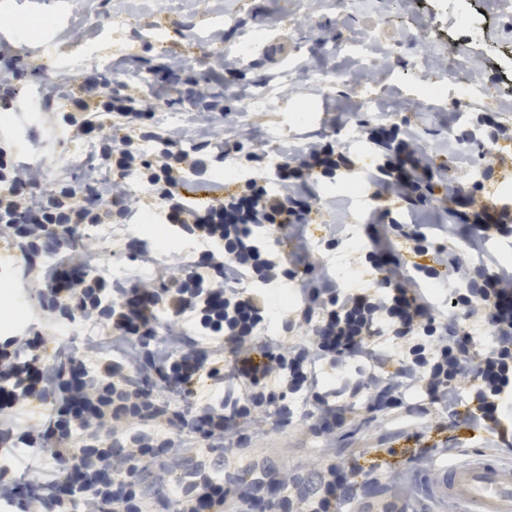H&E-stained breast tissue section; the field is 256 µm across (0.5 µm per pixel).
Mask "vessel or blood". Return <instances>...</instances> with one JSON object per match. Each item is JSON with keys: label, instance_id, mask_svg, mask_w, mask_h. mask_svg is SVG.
<instances>
[{"label": "vessel or blood", "instance_id": "obj_1", "mask_svg": "<svg viewBox=\"0 0 512 512\" xmlns=\"http://www.w3.org/2000/svg\"><path fill=\"white\" fill-rule=\"evenodd\" d=\"M455 463H441L432 475L433 497L452 501L462 512H512V458L464 448Z\"/></svg>", "mask_w": 512, "mask_h": 512}]
</instances>
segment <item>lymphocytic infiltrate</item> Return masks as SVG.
I'll return each mask as SVG.
<instances>
[{
    "instance_id": "obj_1",
    "label": "lymphocytic infiltrate",
    "mask_w": 512,
    "mask_h": 512,
    "mask_svg": "<svg viewBox=\"0 0 512 512\" xmlns=\"http://www.w3.org/2000/svg\"><path fill=\"white\" fill-rule=\"evenodd\" d=\"M237 66V60L218 54L171 55L156 66L162 81L188 101L207 103L191 139L181 130L154 125L139 86L125 83L109 92L95 76L68 86L45 84V101L63 104L61 121L71 139L97 148L85 166L83 188L47 184L40 167L12 160L0 148V236L35 245L58 227L116 223L144 207L128 185L130 176L139 175L154 186L166 223L180 226L199 250L189 264L173 255L172 273L159 288L133 276H99L87 288L65 262L44 268L45 310L57 318L111 327L112 341L92 339L83 354L67 355L70 366L85 370L73 390L62 386V367L37 363V339L0 341V447L21 441L58 444L54 473L30 462L19 474L0 472V504L13 512H151L154 500L168 497L171 475L185 473L190 448H242L268 424L290 419L286 399L292 395L300 396L309 412L323 467L315 487L296 497L290 493L291 475H264L261 486L274 494L267 512H340L358 474L397 485L404 474L402 459L428 468L438 459L457 457L459 447L447 431L459 421L486 433L491 447L512 441V423L502 415V396L512 392V268L490 271L466 263L454 244L457 225H441V244L432 242L424 225H394V250L373 235L365 260L378 274L374 286L339 287L326 270H313L310 251L301 245L307 224L323 208L317 184L352 165L346 154L320 139L283 151L276 189L259 177L242 186L225 183L223 197L207 207L186 203L180 192L185 180L206 177L214 163L244 148L242 141L213 132L219 104L212 86L198 77L203 67L220 79ZM369 135L386 150L375 177L384 195L413 212L423 210L433 189L437 148L404 137L394 124ZM148 140L160 145L150 156L142 148ZM105 168L106 178L100 175ZM471 227L466 243L481 251L492 237L512 234V209L480 205ZM270 238L281 251L293 252L302 271L273 259L266 245ZM417 273L432 282L453 274L458 288L452 299L463 323L438 319L415 286ZM249 275L256 286L246 285ZM284 279L294 281L301 304L282 313L281 335H262L271 310L264 287ZM162 311L168 315L163 322ZM471 321L489 329L491 346L476 347L466 328ZM382 323L400 348L399 360L379 349ZM299 328L307 341L289 344L288 334ZM342 358L369 362L359 383L369 411L395 412L411 394L424 395L439 411L431 436L413 435L412 447L388 449L386 457L366 463L357 456L333 461L332 441L353 408L322 393L319 372ZM90 360L112 378L111 403L99 401L98 378L85 368ZM203 376L221 398L185 412L169 411L151 389L157 383L172 399L188 401ZM51 395L57 402L53 419L17 436L8 409ZM81 430L88 434L85 445L67 447ZM186 475L179 512H252L250 495L232 496L222 477L204 469Z\"/></svg>"
}]
</instances>
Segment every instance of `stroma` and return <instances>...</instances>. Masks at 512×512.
I'll return each instance as SVG.
<instances>
[{
    "instance_id": "stroma-1",
    "label": "stroma",
    "mask_w": 512,
    "mask_h": 512,
    "mask_svg": "<svg viewBox=\"0 0 512 512\" xmlns=\"http://www.w3.org/2000/svg\"><path fill=\"white\" fill-rule=\"evenodd\" d=\"M454 9V0H71L68 21L58 28L52 6L24 12L0 0V24L13 30L21 46L38 51L28 65L19 110L10 123L0 124V143L12 145L23 162L53 167L55 179L82 181L83 144L69 139L56 112L46 107L45 82L108 71L113 83H139L160 128H170L168 115L177 112L180 128L188 130L195 106L153 83L163 56L252 44V54L240 61L238 79L224 88V111L216 117L215 130L233 138L239 129H253L248 149L256 159L216 164L211 178L223 182L226 167L232 166L240 180L262 175L272 185L276 177L271 161L283 145L313 133L333 140L353 165L319 186L325 206L307 237L311 262L343 278L345 287L367 288L377 274L361 250L370 246L379 217L403 224L413 220L401 203L377 196L372 175L380 156L370 129L396 124L419 142L438 145L439 179L456 180L468 190L471 172L485 171L493 154L478 117L487 114L512 127V67L503 64L504 55H512V14L500 0H476L482 26L470 31L455 22ZM321 29L335 32V40L316 43L313 34ZM451 58L464 62L453 75L443 66ZM305 66L355 73L359 87L339 85L328 91L315 82L298 81L295 74ZM426 80L444 84V97L423 96ZM260 84L273 87V99L256 111H243L245 94ZM143 200L145 214L127 224L108 225V240L95 244L96 262L122 266L159 286L170 275L163 262L169 239L160 226L164 213L158 199L148 193ZM335 228L340 242L331 250L326 239ZM136 236L156 255L158 265H143L128 249ZM44 292L34 270L13 287L0 288V322L23 319L24 335L40 340L38 360L54 362L61 352L80 347L90 330L78 323L72 333H65L63 324L43 309ZM362 369V363L349 359L341 371L327 368L322 373L330 400L355 407L353 422L336 432L335 455L340 459L371 448L404 446L408 433L430 423L427 402L415 395L409 398L407 413L369 412L365 396L354 386ZM289 404L294 415L288 424L271 427L235 452L191 449L188 469L223 467L225 482L237 487L261 473L285 469L294 475L298 490L314 487L319 441L309 429L301 399L290 398ZM404 472L403 493L357 476L355 502L378 493L400 499L407 512H441V503L428 492L429 473L412 463L405 464Z\"/></svg>"
}]
</instances>
